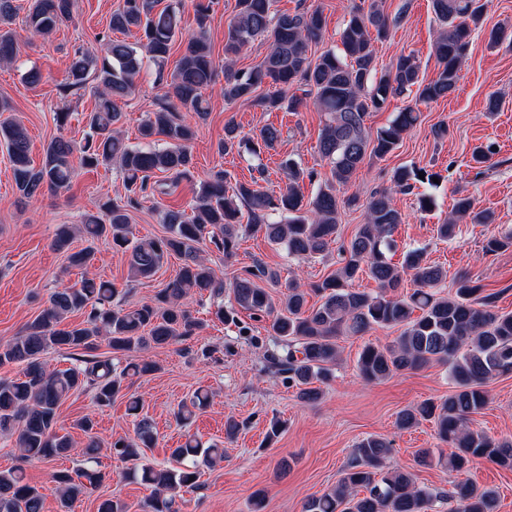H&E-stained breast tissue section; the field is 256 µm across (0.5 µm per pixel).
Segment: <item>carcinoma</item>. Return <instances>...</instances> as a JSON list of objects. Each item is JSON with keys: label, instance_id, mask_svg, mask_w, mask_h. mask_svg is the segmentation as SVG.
<instances>
[{"label": "carcinoma", "instance_id": "carcinoma-1", "mask_svg": "<svg viewBox=\"0 0 512 512\" xmlns=\"http://www.w3.org/2000/svg\"><path fill=\"white\" fill-rule=\"evenodd\" d=\"M218 0H196L198 31L183 37L180 26L183 0H122L112 12L109 28L118 32L137 30L134 43L109 41L100 55L82 47L75 49L63 91L90 90L97 99L88 115L90 132L74 146L62 137L46 146L41 166H33L29 137L19 122L0 119V142L8 149L15 187L24 199H34L42 189L61 190L74 175L71 158L80 153L86 168L117 167L123 175L128 195L117 202L99 203L98 211L83 219L82 232L88 241L103 240L115 251L128 255L129 276L149 279L172 255L182 259L176 278L152 302L123 308L112 305L114 288L86 277L80 286L54 292L48 306L25 328L24 334L0 343V365L22 363L23 374L16 379H0V431L17 430V447L30 459L47 460L69 452L71 440L56 432L57 410L70 393L94 391L98 405L109 406L128 389V378L150 374L156 365L147 358L129 362L118 370L112 359L92 355L100 343L114 354L143 351L191 338L203 327L193 316L186 298L191 294L219 297L224 281L215 277L203 252L209 250L230 258L236 254L243 227L264 231L266 237L288 257L298 261L323 257L339 233L338 217L344 206L352 207L358 195H345L359 165L366 156L384 158L399 148L406 135L421 119L420 103L447 97L459 79V67L474 31L481 27L484 4L481 0H432L437 18L444 24L435 43L439 68L427 81L411 54L400 55L391 69L378 71L371 31L386 34L390 22L375 3L365 9L352 7L340 32L341 49L330 48L317 58L308 56L309 43L322 36L325 17L319 8L299 6L292 14L272 21L274 0H236V13L224 34V100L249 101L265 112L286 109L296 112L313 98L326 116L318 138V152L331 164L317 193L305 198L302 186L314 181L317 173L288 159L283 163L285 186L277 193L263 190L257 179L228 186L227 174L217 171L201 181L190 205L191 213L168 209L160 223L167 225L162 237L138 238L130 224V210L139 198L154 192L167 194L183 180L193 177L190 144L196 137L193 124L179 115L183 109L200 119L207 116L204 97L214 80L217 63L207 37V23ZM74 0H30L26 12L28 28L46 35L73 15ZM21 6L16 0H0V64L15 58L14 34L10 25ZM270 39L263 60L249 70H235L233 64L259 37ZM184 39L185 50L173 70H165L172 45ZM156 65L155 83L165 89L168 105L151 112L139 132L144 140L163 137V144L141 148L125 143L115 130L122 118L119 101L136 89V78L143 65L141 51ZM279 88L272 95H261L264 84ZM307 89L298 95L296 84ZM415 94V103L405 105L383 128L367 127L370 112L381 109L392 98ZM280 130L266 126L251 138L240 136L238 126L224 125L220 153L244 149L253 156L274 148ZM440 178L424 167L402 165L394 169L390 190L373 192L364 207V223L341 246L338 267L310 285L320 297L316 308L306 307L307 291L295 279L279 284L275 271L256 261L245 274L236 277L229 288L234 302L219 303L215 317L226 324H237V308L270 320V330L282 345V353H271L270 367L288 375L296 397L311 403L320 396L316 384L332 376L339 354L336 340L341 336H363L381 328L399 330L389 344L364 345L358 370L366 381H376L404 370L430 364L448 368L453 390L448 397L426 399L402 410L397 416L401 429L423 421L434 423L439 439L448 451L421 448L416 460L421 465L437 463L461 474L480 460L512 468V440L493 439L469 426L470 416L488 404L486 385L503 374H512V313L494 310L495 294H482V288L466 277L455 280L451 297L439 294L447 271L427 259L425 250L414 248L404 254L399 265L388 258L395 247L394 233L403 223L393 193L409 192L422 180ZM248 208V224L239 223L240 205ZM274 212L284 220L268 222ZM491 224L493 212L478 210L474 199L460 195L454 199L451 217L437 225L436 235L449 240L460 221ZM74 228L59 225L53 247L67 253L69 263L86 267L94 257L87 246L70 251ZM512 248V232L493 234L483 246L484 255ZM378 285L374 293L352 288L361 275ZM414 288L398 292L405 277ZM283 287L273 296L261 283ZM81 311L84 320L76 325L63 323L64 315ZM419 315H414V312ZM49 349L76 356L79 365L47 371L40 356ZM209 401L205 390L195 392L190 404H183L177 419L184 423ZM77 427L89 438L86 455L90 465L53 475V491L68 510L89 491L110 478V473L91 465L98 450L94 421L85 416ZM156 433L151 423L136 421L134 433L111 443L112 458L124 465V475L154 489L149 512H180L182 491L201 487L200 464L224 460V449L201 447L188 436L172 449L176 466L157 469L143 463L145 451L155 447ZM390 443L369 436L356 444L336 485L307 500L303 512H430L438 498L427 487H419L411 472L384 468ZM44 493L25 481L16 469L0 471V512H42ZM448 500L457 503L451 512H497L494 490L479 488L467 480L455 481Z\"/></svg>", "mask_w": 512, "mask_h": 512}]
</instances>
